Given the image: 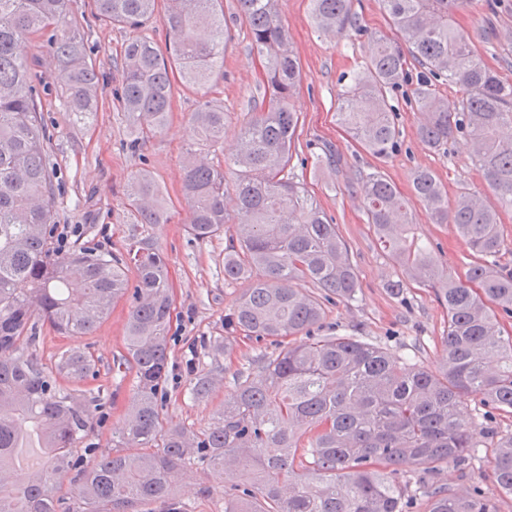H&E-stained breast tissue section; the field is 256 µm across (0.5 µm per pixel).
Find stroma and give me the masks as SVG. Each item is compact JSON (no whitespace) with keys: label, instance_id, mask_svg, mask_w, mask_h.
Wrapping results in <instances>:
<instances>
[{"label":"stroma","instance_id":"stroma-1","mask_svg":"<svg viewBox=\"0 0 512 512\" xmlns=\"http://www.w3.org/2000/svg\"><path fill=\"white\" fill-rule=\"evenodd\" d=\"M222 8L229 28L223 69L201 89L174 82L167 124L138 154L127 145V124L115 98L121 85V54L130 30L97 18L93 0H75L73 9L87 54L100 73L99 108L84 119L65 111L54 89L50 55L37 51L30 40L23 42L20 50L43 87L40 110L50 135L45 152L54 175L56 232L67 233L72 245L121 253L126 228L135 221L127 194L134 177L149 173L164 191L168 221L159 226L157 239L168 263L174 311L169 330L171 364L161 416L168 426L195 432L213 425L231 390L233 373L255 354L275 351L273 345L256 343L241 334L229 338L224 332V316L245 289L241 282L224 283L226 237L238 221L234 192H227L224 201L228 222L223 236L205 241L194 240L188 233L190 209L181 192L183 163L192 146L210 163L224 166L225 179H232L229 166L237 151L243 116L268 102L262 66L251 49L249 29L238 17L236 0H223ZM278 8L303 70L291 101L300 114L293 172L338 225L359 281L354 299L325 305L321 333L360 336L387 347L393 357L410 354L424 369L437 370L446 311L427 289L410 285L397 295L389 291V283L402 279L404 273L380 249L367 222L358 184L378 172L408 197L414 170L426 168L435 173L449 197L465 191L490 200L494 193L464 135H455L438 149L419 138L422 116L414 92L430 79L415 62H408L405 81L389 94L400 130L398 152L375 157L337 123L339 94L356 72L367 67L378 39L397 37L381 0H353V11L365 34L348 29L331 40L319 37L309 0H279ZM456 25L490 68L512 79V41L505 36L506 30L512 29V0H476L469 13L457 16ZM207 102L223 107L225 113L224 138L213 147L198 144L193 124L194 112ZM326 152L335 154V167L315 166V157ZM412 215L417 234L434 247L448 272L459 271L471 261L470 251L453 225L434 223L419 202ZM129 310V300L120 299L90 335L78 339L43 327L37 347L50 370L70 347L79 346L92 354L98 374L86 386L100 392L106 402L89 437L99 457L111 455L112 441L125 425L131 400L133 377L117 367L124 352ZM202 374L210 376L211 390L207 398L197 400L190 395L189 385ZM172 487L191 512H224L223 488L197 467L189 465L176 472Z\"/></svg>","mask_w":512,"mask_h":512}]
</instances>
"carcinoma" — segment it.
Here are the masks:
<instances>
[{
  "label": "carcinoma",
  "instance_id": "carcinoma-1",
  "mask_svg": "<svg viewBox=\"0 0 512 512\" xmlns=\"http://www.w3.org/2000/svg\"><path fill=\"white\" fill-rule=\"evenodd\" d=\"M71 2L0 0V512H140L145 504L186 512L173 494L171 473L194 462L222 483L228 458L237 480L224 487V512H411L404 479L409 470L422 484L425 512H499V496L512 495V433L498 437L486 454L492 487L451 491L429 483L442 465L466 467L479 452L474 434L458 419L462 397L481 395L477 427L483 431H493L487 419L512 417V336L503 334L499 320L512 318V270L495 261L503 246L499 211L512 210V140L498 135L501 126H512V82L487 67L454 26L456 14L474 0H382L402 42L380 41L367 70L337 104L338 120L353 138L385 157L400 135L388 93L405 78L406 56L462 89L452 100L425 85L416 91L426 116L418 134L433 148L465 134L495 200L478 203L462 192L450 203L434 173L412 175L413 194L435 223L455 224L472 252L462 274H449L414 236L406 200L382 174H368L361 186L381 249L446 309L436 373L354 336H310L323 318V302L353 299L358 277L338 225L288 175L299 126L290 101L301 71L278 0H238L252 49L264 62L269 100L246 114L233 160L244 220L224 247V283L246 281L248 288L224 316V329L257 341L308 340L262 354L235 372L222 411L199 434L164 425L159 413L174 304L155 239L158 226L168 222L159 186L144 174L134 179L131 206L138 223L130 225L121 256L51 247L47 128L34 76L16 45L47 36L66 110L78 117L98 111V74ZM157 2L96 0V8L103 20L136 29ZM164 2L169 48L162 52L148 38L135 37L124 49L116 99L134 151L167 122L174 74L202 86L224 67L218 0ZM310 2L318 29L363 32L352 0ZM194 122L200 141L214 146L224 131V108L206 103ZM182 193L194 238L224 232V168L187 156ZM130 266L136 270L132 283ZM295 280L314 290L292 287ZM127 294L132 305L118 366L134 375L129 418L115 452L87 463L93 447L77 444L101 409V396L64 391L28 348L39 341L45 322L61 334H89ZM490 354L501 359L495 372L485 366ZM56 370L74 383L97 375L92 356L79 347L64 351ZM34 446L42 460L17 465L19 450ZM66 477L75 486L69 502L56 497Z\"/></svg>",
  "mask_w": 512,
  "mask_h": 512
}]
</instances>
